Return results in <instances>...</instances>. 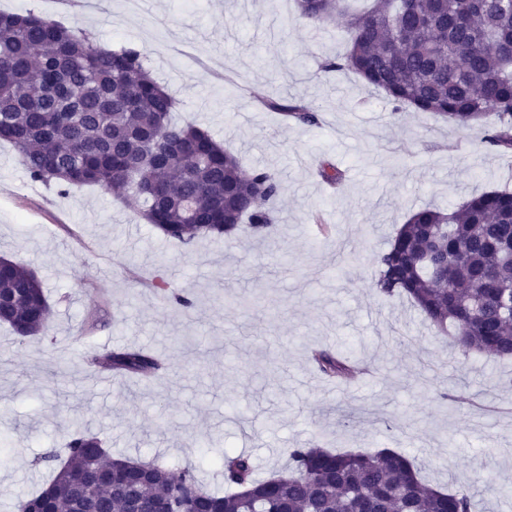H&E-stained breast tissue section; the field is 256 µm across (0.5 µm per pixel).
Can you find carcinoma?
<instances>
[{
  "label": "carcinoma",
  "mask_w": 512,
  "mask_h": 512,
  "mask_svg": "<svg viewBox=\"0 0 512 512\" xmlns=\"http://www.w3.org/2000/svg\"><path fill=\"white\" fill-rule=\"evenodd\" d=\"M499 0H373L349 14L346 55L324 64L348 69L384 92L396 108L430 112L459 128L489 114L486 143L512 151V8ZM299 18L331 22L337 0H296ZM466 24L457 23V16ZM285 120L314 126L318 113L287 99L262 100ZM176 101L144 66L140 51L102 49L82 34L32 12H0V140L14 145L29 177L68 188L121 189L165 237L184 245L231 241L240 224L268 233V205L280 192L273 173L242 171L239 159L193 124L171 121ZM376 287L405 296L437 328L453 330L467 356L512 358V191L474 195L444 212H412L377 261ZM50 305L34 270L0 257V323L20 338L49 325ZM330 378L353 371L349 358L316 350ZM97 363L150 379L161 369L134 347ZM54 479L20 502L21 512H130L135 502L162 500L173 512H471L467 490L426 485L416 461L381 448L356 454L301 446L288 469L259 479L251 457H223L221 494L194 470L177 476L149 464L150 478L129 476L135 461L112 457L91 433L69 435ZM117 484L100 481L102 464Z\"/></svg>",
  "instance_id": "cac0c4a2"
}]
</instances>
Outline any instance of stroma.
Instances as JSON below:
<instances>
[{
    "instance_id": "35a3bbf8",
    "label": "stroma",
    "mask_w": 512,
    "mask_h": 512,
    "mask_svg": "<svg viewBox=\"0 0 512 512\" xmlns=\"http://www.w3.org/2000/svg\"><path fill=\"white\" fill-rule=\"evenodd\" d=\"M144 35L127 0H0L134 48L177 101L173 119L207 130L244 171L274 173L281 191L268 237L243 228L230 243L166 239L117 191L59 193L32 181L0 141V256L44 282L51 318L41 336L0 325V512L48 484L41 465L74 430L100 434L112 455L195 466L224 485L220 458L243 452L258 477L282 471L309 443L338 452L394 448L431 485L471 488L474 512H512V360L462 356L447 333L403 297L374 284L376 261L412 211L455 209L471 196L512 189V153L488 148L481 122L459 128L428 112L395 109L348 70L341 22L314 28L295 0H141ZM266 97L310 106L320 123L285 122ZM343 173L324 183L320 162ZM190 292L185 311L139 275ZM144 347L163 364L151 382L99 383L89 356ZM328 348L358 370L318 372Z\"/></svg>"
}]
</instances>
